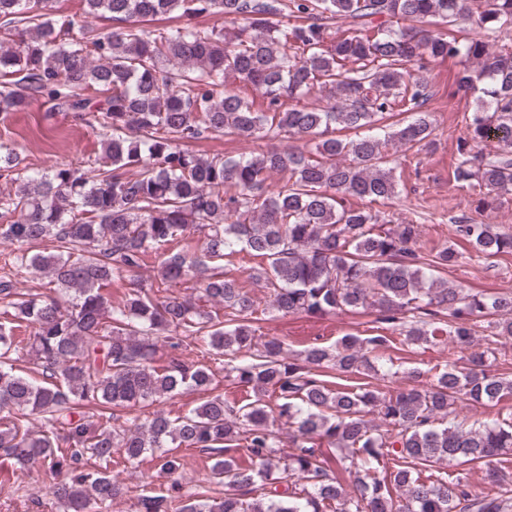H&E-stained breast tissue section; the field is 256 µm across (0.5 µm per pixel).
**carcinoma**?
Masks as SVG:
<instances>
[{"label": "carcinoma", "mask_w": 512, "mask_h": 512, "mask_svg": "<svg viewBox=\"0 0 512 512\" xmlns=\"http://www.w3.org/2000/svg\"><path fill=\"white\" fill-rule=\"evenodd\" d=\"M55 3L0 0V114L43 98L90 127L102 157L93 169L62 163L23 175L0 143L10 182L0 240L14 246L0 276V469L47 465L63 512H102L123 497L108 471L117 450L131 463L155 454L169 478L167 489L139 495L136 512H512V478L499 466L512 449V413L447 422L461 395L476 405L512 398V378L490 371L499 338L512 336V296L448 287L430 273L454 250L425 253L417 225L388 228L380 212L349 204L395 196L390 145L431 143L430 94L417 75L430 58L459 59L458 89L478 94L455 181L484 192L485 204L512 192V44L489 42L512 32V0H84L88 14L116 23L104 33L75 29ZM209 15L230 26H199ZM162 16L181 25L146 27ZM465 23L485 38L459 40L453 27ZM315 88L325 105L297 104ZM396 112L412 121L392 130L384 120ZM338 128L372 134L343 139ZM215 134L256 147L239 159L190 149ZM279 137L314 148L264 144ZM490 140L505 151L484 152ZM275 172L288 180L271 185ZM203 227L199 257L182 242ZM456 232L478 258L512 252V235L489 224ZM241 252L260 260L247 281L229 269ZM157 253L155 285L128 279ZM19 273L41 276L53 293L20 290ZM191 273L202 283L197 300L170 292ZM125 279L114 306L110 287ZM259 280L280 313L374 310L391 335L349 333L332 349L293 355L278 338L258 348ZM481 330L486 348L463 367L412 370L413 385L397 390L382 383L379 361L395 335L452 351ZM190 345L201 361L156 358L162 346ZM22 349L37 376L9 363ZM221 357L224 380L253 401L235 408L216 394L176 417L155 411L143 424L112 425L116 408L210 389L206 360ZM274 413L293 428L285 464ZM371 413L383 428L369 425ZM170 444L216 457L212 495L181 493L183 457ZM333 455L364 472L349 498L327 473ZM459 459L487 465L500 492L434 470ZM281 470L300 484L279 489Z\"/></svg>", "instance_id": "obj_1"}]
</instances>
